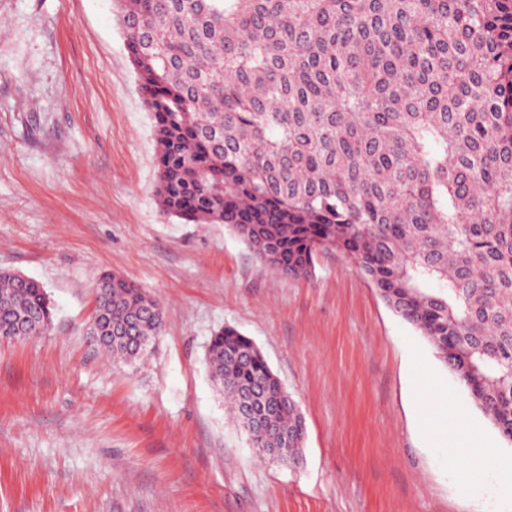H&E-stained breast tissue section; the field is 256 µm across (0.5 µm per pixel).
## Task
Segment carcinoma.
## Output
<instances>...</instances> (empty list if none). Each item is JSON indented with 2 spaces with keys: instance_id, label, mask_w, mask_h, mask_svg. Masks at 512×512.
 Listing matches in <instances>:
<instances>
[{
  "instance_id": "carcinoma-1",
  "label": "carcinoma",
  "mask_w": 512,
  "mask_h": 512,
  "mask_svg": "<svg viewBox=\"0 0 512 512\" xmlns=\"http://www.w3.org/2000/svg\"><path fill=\"white\" fill-rule=\"evenodd\" d=\"M151 112L161 210L222 224L267 267L309 278L351 257L512 442V0H118ZM91 334L134 358L161 303L102 276ZM45 333L43 285L0 271V323ZM211 378L259 453L306 434L283 403L255 433L245 403L279 379L226 326Z\"/></svg>"
}]
</instances>
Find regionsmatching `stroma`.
Listing matches in <instances>:
<instances>
[{"label": "stroma", "instance_id": "35a3bbf8", "mask_svg": "<svg viewBox=\"0 0 512 512\" xmlns=\"http://www.w3.org/2000/svg\"><path fill=\"white\" fill-rule=\"evenodd\" d=\"M155 152L115 0H0V269L54 308L45 334L0 340V512H512L420 417L447 399L500 456L512 444L355 262L324 250L290 278L224 225L168 217ZM106 272L164 308L132 363L90 335ZM227 326L298 404L299 463L226 414L206 353Z\"/></svg>", "mask_w": 512, "mask_h": 512}]
</instances>
